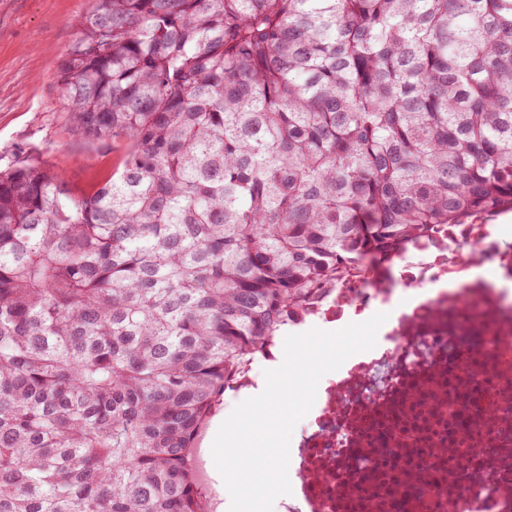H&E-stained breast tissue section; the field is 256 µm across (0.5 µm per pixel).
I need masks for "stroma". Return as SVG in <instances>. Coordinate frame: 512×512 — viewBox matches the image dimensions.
<instances>
[{"label":"stroma","instance_id":"stroma-1","mask_svg":"<svg viewBox=\"0 0 512 512\" xmlns=\"http://www.w3.org/2000/svg\"><path fill=\"white\" fill-rule=\"evenodd\" d=\"M89 6L90 0H0L1 169L42 158L87 188L119 165L122 147L105 152L65 130L56 67L76 46L74 21Z\"/></svg>","mask_w":512,"mask_h":512}]
</instances>
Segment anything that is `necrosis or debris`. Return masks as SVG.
<instances>
[{
  "mask_svg": "<svg viewBox=\"0 0 512 512\" xmlns=\"http://www.w3.org/2000/svg\"><path fill=\"white\" fill-rule=\"evenodd\" d=\"M380 312L375 347L323 376L279 512H512V243L452 225L303 325Z\"/></svg>",
  "mask_w": 512,
  "mask_h": 512,
  "instance_id": "obj_1",
  "label": "necrosis or debris"
}]
</instances>
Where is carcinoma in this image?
<instances>
[{
	"label": "carcinoma",
	"mask_w": 512,
	"mask_h": 512,
	"mask_svg": "<svg viewBox=\"0 0 512 512\" xmlns=\"http://www.w3.org/2000/svg\"><path fill=\"white\" fill-rule=\"evenodd\" d=\"M90 190L0 170V512H208L228 389L364 264L512 210V0H92Z\"/></svg>",
	"instance_id": "obj_1"
}]
</instances>
